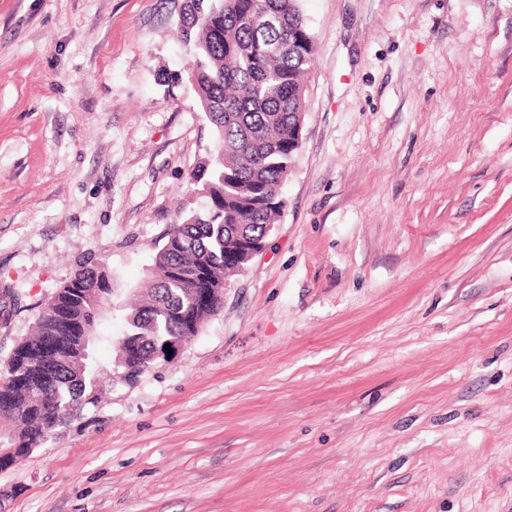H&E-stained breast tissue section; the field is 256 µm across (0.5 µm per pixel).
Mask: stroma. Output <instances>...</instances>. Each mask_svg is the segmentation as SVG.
<instances>
[{
    "label": "stroma",
    "instance_id": "1",
    "mask_svg": "<svg viewBox=\"0 0 512 512\" xmlns=\"http://www.w3.org/2000/svg\"><path fill=\"white\" fill-rule=\"evenodd\" d=\"M183 0H0V371L86 256L119 336L215 137ZM266 249L180 355L0 470V512H512V0H302Z\"/></svg>",
    "mask_w": 512,
    "mask_h": 512
}]
</instances>
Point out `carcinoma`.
Returning a JSON list of instances; mask_svg holds the SVG:
<instances>
[{
	"mask_svg": "<svg viewBox=\"0 0 512 512\" xmlns=\"http://www.w3.org/2000/svg\"><path fill=\"white\" fill-rule=\"evenodd\" d=\"M178 39L193 50L168 86L188 81L216 134L214 156L190 175L208 198L202 213L169 226L148 270L145 289L126 316L125 333L98 334L112 296V274L88 258L39 312L0 377V422L17 434L0 470L27 457L70 419L96 405L101 371L92 350L107 340L121 365L122 340L152 359L164 342L200 333L215 311L193 310V292L235 276L227 259L238 242H262L284 208L280 187L297 151L288 145L301 122L302 97L316 43L301 0H183Z\"/></svg>",
	"mask_w": 512,
	"mask_h": 512,
	"instance_id": "cac0c4a2",
	"label": "carcinoma"
}]
</instances>
